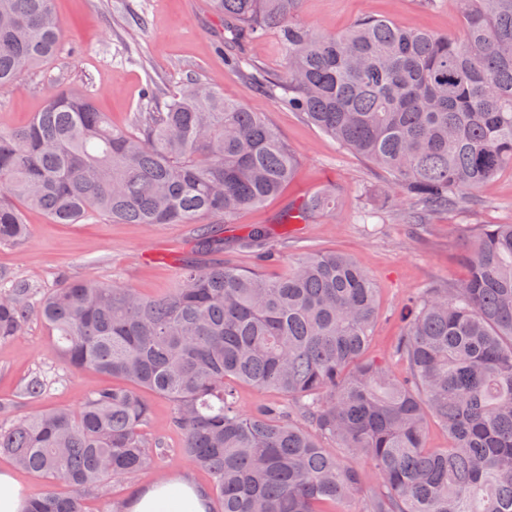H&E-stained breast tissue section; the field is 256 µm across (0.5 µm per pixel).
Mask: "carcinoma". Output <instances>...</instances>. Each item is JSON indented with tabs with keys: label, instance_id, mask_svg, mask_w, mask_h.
I'll return each mask as SVG.
<instances>
[{
	"label": "carcinoma",
	"instance_id": "1",
	"mask_svg": "<svg viewBox=\"0 0 512 512\" xmlns=\"http://www.w3.org/2000/svg\"><path fill=\"white\" fill-rule=\"evenodd\" d=\"M300 3L211 0L237 65L277 35L283 71L258 82L389 173L390 204L413 203L421 224L512 169V0H461L456 39L371 16L319 34L296 20ZM61 36L53 0H0V87L55 57ZM298 166L265 116L208 83L127 129L62 91L0 130V246L29 241V208L57 224L193 227L194 255L161 297L63 275L36 302L65 368L119 383L0 424V454L47 485L25 512H84V495L165 458L163 439L142 433L144 391L170 402L181 457L208 472L220 512H512V224L483 225L468 276L405 305L389 351L409 370L399 379L367 356L376 286L352 257L305 251L275 278L198 259L224 250L217 225L278 195ZM335 199L333 187L309 194L281 223L331 213ZM32 297L0 275V342L19 334ZM238 383L284 404L244 412ZM432 425L448 447L426 446ZM338 448L380 474L354 510L364 473Z\"/></svg>",
	"mask_w": 512,
	"mask_h": 512
}]
</instances>
